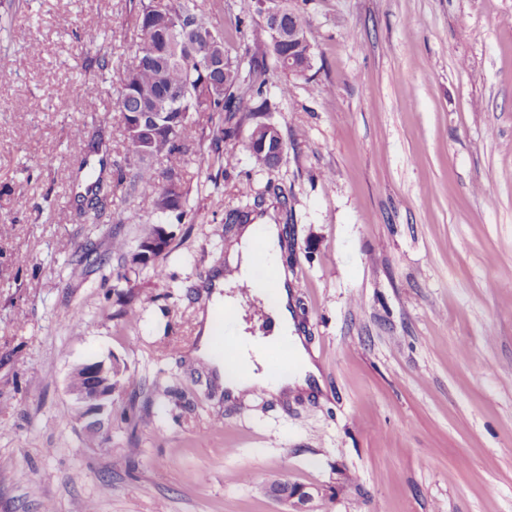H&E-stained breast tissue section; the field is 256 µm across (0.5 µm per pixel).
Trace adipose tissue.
I'll return each instance as SVG.
<instances>
[{
  "label": "adipose tissue",
  "instance_id": "ef3b65f1",
  "mask_svg": "<svg viewBox=\"0 0 512 512\" xmlns=\"http://www.w3.org/2000/svg\"><path fill=\"white\" fill-rule=\"evenodd\" d=\"M261 244L265 245L272 262H279L282 237L278 225L251 223L240 228L225 259L227 271L214 274L207 308L199 316L201 336L196 355L211 367L232 400L248 396L256 388L269 396L285 397L311 389L321 380L320 370L308 352L303 337L296 332L285 274H277L271 286L261 278V266L257 261V247ZM244 281L254 284L257 296L265 301L273 321L272 333L265 337L252 336L245 332L243 324H236L239 350L227 360L218 356L213 347L215 321L223 310L237 306L239 296L235 288ZM282 345L288 346L291 363L281 368H271L269 355Z\"/></svg>",
  "mask_w": 512,
  "mask_h": 512
}]
</instances>
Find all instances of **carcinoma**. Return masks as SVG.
<instances>
[{
    "label": "carcinoma",
    "instance_id": "cac0c4a2",
    "mask_svg": "<svg viewBox=\"0 0 512 512\" xmlns=\"http://www.w3.org/2000/svg\"><path fill=\"white\" fill-rule=\"evenodd\" d=\"M224 10V5L213 3L212 10L205 11L197 0H139L136 17L137 37L133 52L124 71L119 76L122 84V100L119 112L123 122L129 123L128 113L139 109L138 96L146 93L154 97L159 112H177L182 115L175 129L162 130L141 141L140 147L150 151L152 159L163 160L165 167L159 171L150 163H141L127 172L117 174L111 184L98 177L88 185L82 197L86 211L99 214L117 187L126 184L135 191L150 187L155 190V209L165 214L178 211L185 213L186 192L182 185L184 167V141L188 134L200 126V118L231 121L244 111L241 87L245 80L256 86V94L262 95V67L260 51L232 53L224 29L213 21L212 14ZM191 33L202 61L206 57L222 56L223 70L211 72L197 64L182 61L181 32ZM176 178L178 190L166 188L171 178ZM266 192L274 197L285 210V223H293V213L288 210V198L281 186L272 182ZM298 490L285 481L273 480L265 487L271 498H286Z\"/></svg>",
    "mask_w": 512,
    "mask_h": 512
}]
</instances>
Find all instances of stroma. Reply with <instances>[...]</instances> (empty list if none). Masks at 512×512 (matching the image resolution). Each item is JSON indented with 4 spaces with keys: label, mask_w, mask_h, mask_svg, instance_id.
<instances>
[{
    "label": "stroma",
    "mask_w": 512,
    "mask_h": 512,
    "mask_svg": "<svg viewBox=\"0 0 512 512\" xmlns=\"http://www.w3.org/2000/svg\"><path fill=\"white\" fill-rule=\"evenodd\" d=\"M138 3L0 0V512H292L265 494L272 477L314 492L315 512H512V0H288L315 67L294 78L266 54L224 166L217 124L193 135L192 215L118 190L96 218L79 195L139 162L115 105ZM105 15L111 35L85 48ZM217 20L237 51L268 41L256 0H224ZM258 120L284 141L271 170L249 156ZM81 137L98 151L67 152ZM271 181L322 386L230 404L191 355L203 286L241 187ZM154 225L161 278L111 249ZM82 248L92 261H72ZM88 359L134 377L94 437L66 393Z\"/></svg>",
    "instance_id": "obj_1"
}]
</instances>
